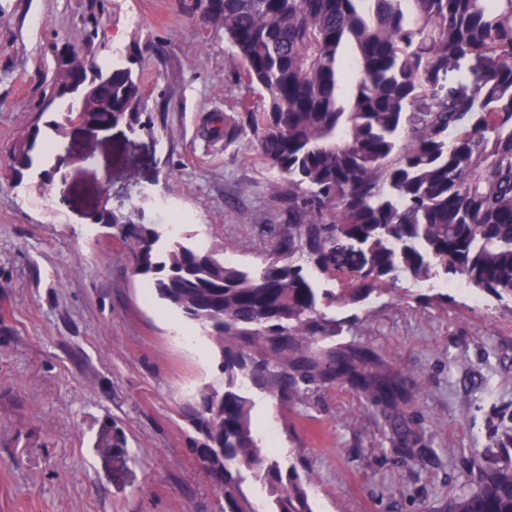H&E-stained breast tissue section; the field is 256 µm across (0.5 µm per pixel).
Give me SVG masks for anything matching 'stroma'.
Here are the masks:
<instances>
[{
    "label": "stroma",
    "instance_id": "35a3bbf8",
    "mask_svg": "<svg viewBox=\"0 0 512 512\" xmlns=\"http://www.w3.org/2000/svg\"><path fill=\"white\" fill-rule=\"evenodd\" d=\"M71 46L99 62L137 58L154 130H71L49 156L64 185L15 184L13 150L56 119L42 84ZM229 54L196 0H0V512H217L185 407L220 384L218 346L145 297L125 245L88 213L107 178L113 212L140 207L163 234L178 215L185 244L263 268L270 226L288 221L269 190L277 177L247 154V136L206 132L238 109ZM326 314L336 343L413 381L403 412L417 453L346 383L305 386L290 403L250 389L256 433L309 475L313 512H442L468 488L471 452L489 465L503 450L512 303L402 279ZM116 432L123 444L102 447Z\"/></svg>",
    "mask_w": 512,
    "mask_h": 512
}]
</instances>
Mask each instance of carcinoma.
I'll return each instance as SVG.
<instances>
[{
  "label": "carcinoma",
  "instance_id": "carcinoma-1",
  "mask_svg": "<svg viewBox=\"0 0 512 512\" xmlns=\"http://www.w3.org/2000/svg\"><path fill=\"white\" fill-rule=\"evenodd\" d=\"M224 31L245 94L224 139L282 176L288 225L249 273L173 240L135 210L101 212L130 254L132 277L184 318L212 328L222 384L197 394L191 452L220 512H313L307 480L262 448L246 385L281 402L301 385L345 380L383 406L400 444L414 435L399 404L405 379L369 352L326 347L324 309L360 302L401 278L441 275L512 300V0H204ZM137 61L91 62L84 80L112 96V114L76 112L51 82L57 135L124 123L149 133ZM40 128L11 169L48 186ZM335 281L320 288L314 275ZM471 489L448 512H512V454L486 468L471 454ZM266 490L258 501L248 482Z\"/></svg>",
  "mask_w": 512,
  "mask_h": 512
}]
</instances>
